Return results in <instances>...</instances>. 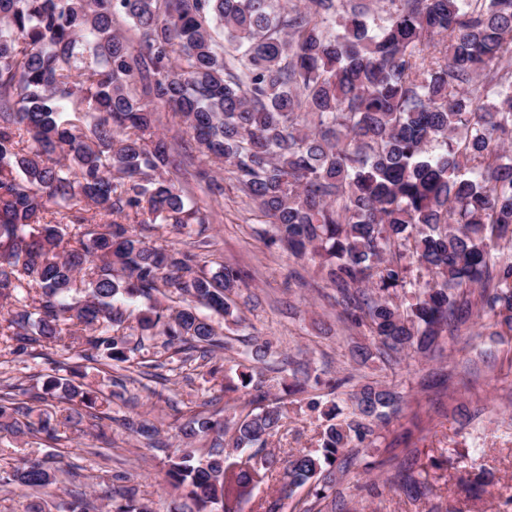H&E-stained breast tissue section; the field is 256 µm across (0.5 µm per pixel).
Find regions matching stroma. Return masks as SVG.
I'll list each match as a JSON object with an SVG mask.
<instances>
[{"mask_svg": "<svg viewBox=\"0 0 512 512\" xmlns=\"http://www.w3.org/2000/svg\"><path fill=\"white\" fill-rule=\"evenodd\" d=\"M159 132L175 146V157L193 151V164L182 167L180 180L211 222L200 251L207 262L243 270L246 285L236 298L244 324L233 335L234 348L218 353L224 369L234 368L250 337L276 343L283 354L306 364L313 376H351L353 384L378 380L395 386L401 409L374 443L360 445L357 458L336 486L334 499L314 503L315 512H512V335L471 319L469 331L444 339L433 355L410 354L398 361L358 365L353 339L343 320L336 292L318 287L316 267L286 251L267 246L258 231L263 219L240 191L230 169L218 170L223 195H211L197 184L193 168L205 160L195 154L182 121L165 106L155 108ZM75 352L20 350L0 355V384L9 383L37 395L36 413L63 409L56 398H41L51 376L69 377L85 369ZM89 378L110 396L103 421L89 418L59 430V442L30 432L16 436L0 431V467L21 457L43 459L63 451V475L53 490L51 512H63L74 492L92 502L94 512H108L107 490L121 473L127 486L137 488L151 512H173L181 496L165 481L166 457L157 443L178 445V427L191 411L205 410L218 418L240 414L248 394L227 401L220 379L207 368L181 371L164 363L152 379L121 369ZM146 420L157 426L156 439L137 435L128 421ZM322 420L308 410L290 411L280 433L269 443L282 454L313 450L319 444ZM448 460L434 478V490L413 497L403 486L400 469L417 475L431 459ZM485 469L495 480L482 499L466 498L458 479L473 469Z\"/></svg>", "mask_w": 512, "mask_h": 512, "instance_id": "1", "label": "stroma"}]
</instances>
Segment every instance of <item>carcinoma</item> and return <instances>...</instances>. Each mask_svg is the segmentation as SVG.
<instances>
[{"label": "carcinoma", "mask_w": 512, "mask_h": 512, "mask_svg": "<svg viewBox=\"0 0 512 512\" xmlns=\"http://www.w3.org/2000/svg\"><path fill=\"white\" fill-rule=\"evenodd\" d=\"M386 2L377 23L353 0H0V346L61 344L104 373L157 367L145 352L158 339L181 369L229 349L202 310L238 330L244 273L142 235L190 238L209 223L176 187L154 103L231 168L268 218L269 245L318 263L349 326L375 345L357 361L431 353L473 315L511 333L512 0ZM118 14L141 31L138 47L114 28ZM248 346L224 395L249 391L250 409L228 423L191 416L186 446L167 455L165 480L194 512H237L254 474L280 467L282 498L302 487L328 498L352 449L401 402L378 381L349 390V376L317 377L318 449L263 455L288 403L266 375L277 346ZM45 391L71 404L63 425L107 403L68 378ZM31 412L0 394L1 428L30 431ZM208 438L195 457L191 444ZM61 472L57 458L22 457L0 482L31 491L26 512H51ZM465 485L486 493L492 481L481 470ZM107 498L110 512H148L134 487Z\"/></svg>", "instance_id": "cac0c4a2"}]
</instances>
